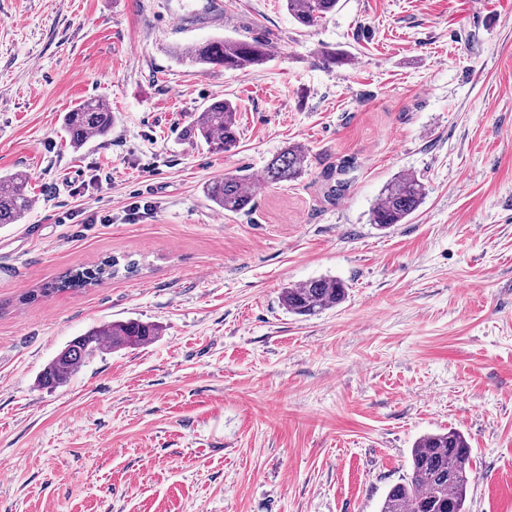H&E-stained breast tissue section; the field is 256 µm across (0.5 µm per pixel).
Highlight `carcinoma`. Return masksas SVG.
<instances>
[{
	"mask_svg": "<svg viewBox=\"0 0 512 512\" xmlns=\"http://www.w3.org/2000/svg\"><path fill=\"white\" fill-rule=\"evenodd\" d=\"M339 0H286L288 13L303 27H315L336 11ZM173 54L181 63L208 65L211 68L246 73L267 63L270 45L259 39L212 38L186 48L177 46ZM110 105L99 99H86L63 115V129L71 146L80 148L87 139L105 136L114 125ZM239 136L237 107L228 99H218L194 114L180 130V137L191 143H205L215 151H229ZM308 153L293 144L275 154L265 165L262 181L266 185L288 183L305 171ZM28 179L22 172L0 175V226L19 224L31 209L33 198ZM214 208L224 213H248L255 207L256 192L247 174L227 173L205 187ZM426 185L414 174H402L383 189L371 210L370 222L387 228L404 224L423 205ZM117 263L105 262L64 276L39 289L41 295L94 285L106 269ZM348 287L334 277L310 279L286 286L281 304L289 313L314 316L342 304ZM160 336V328L138 319L113 321L94 327L73 338L42 370L39 383L47 388L66 384L77 369L97 354L116 348L147 346ZM471 448L463 433L450 429L427 433L411 449V474L388 491L380 512H467L470 483Z\"/></svg>",
	"mask_w": 512,
	"mask_h": 512,
	"instance_id": "obj_1",
	"label": "carcinoma"
}]
</instances>
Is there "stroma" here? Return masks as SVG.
Masks as SVG:
<instances>
[{
    "label": "stroma",
    "mask_w": 512,
    "mask_h": 512,
    "mask_svg": "<svg viewBox=\"0 0 512 512\" xmlns=\"http://www.w3.org/2000/svg\"><path fill=\"white\" fill-rule=\"evenodd\" d=\"M212 37L271 58L241 74L171 54ZM332 49L350 64L324 67ZM88 98L116 122L75 149L62 116ZM217 98L237 147L180 139ZM294 143L304 174L251 213L205 197ZM15 171L33 205L0 228V512H379L415 441L450 428L468 512H512V0H339L312 28L284 0H0ZM401 174L425 202L378 228ZM112 258L138 273L37 293ZM320 276L344 303L282 308ZM127 319L159 338L38 385L67 341ZM426 196L423 179L414 174H402L384 187L371 210L370 222L382 228L405 224L423 205ZM347 290L346 284L334 277L310 279L284 287L281 304L291 314L314 316L342 304Z\"/></svg>",
    "instance_id": "35a3bbf8"
}]
</instances>
